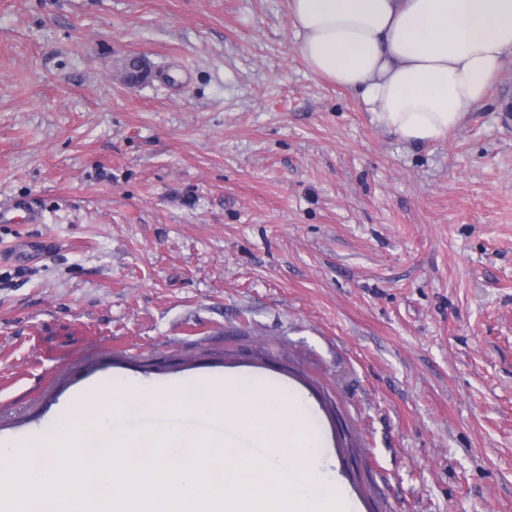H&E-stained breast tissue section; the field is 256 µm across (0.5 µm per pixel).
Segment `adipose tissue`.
<instances>
[{"label":"adipose tissue","instance_id":"adipose-tissue-1","mask_svg":"<svg viewBox=\"0 0 512 512\" xmlns=\"http://www.w3.org/2000/svg\"><path fill=\"white\" fill-rule=\"evenodd\" d=\"M306 66L410 143L447 138L512 57V0H289Z\"/></svg>","mask_w":512,"mask_h":512}]
</instances>
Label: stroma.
<instances>
[{
	"label": "stroma",
	"mask_w": 512,
	"mask_h": 512,
	"mask_svg": "<svg viewBox=\"0 0 512 512\" xmlns=\"http://www.w3.org/2000/svg\"><path fill=\"white\" fill-rule=\"evenodd\" d=\"M14 201L0 439L102 379L234 375L301 394L352 512H512V62L411 144L288 0H0Z\"/></svg>",
	"instance_id": "35a3bbf8"
}]
</instances>
